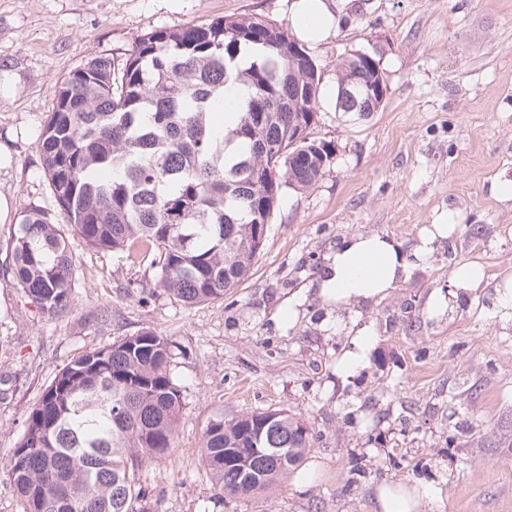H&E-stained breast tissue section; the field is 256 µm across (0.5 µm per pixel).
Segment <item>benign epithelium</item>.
<instances>
[{"mask_svg": "<svg viewBox=\"0 0 512 512\" xmlns=\"http://www.w3.org/2000/svg\"><path fill=\"white\" fill-rule=\"evenodd\" d=\"M380 67L370 53H356L354 69L340 85L342 111L354 113L360 119L378 111L387 96V85L378 79Z\"/></svg>", "mask_w": 512, "mask_h": 512, "instance_id": "obj_1", "label": "benign epithelium"}]
</instances>
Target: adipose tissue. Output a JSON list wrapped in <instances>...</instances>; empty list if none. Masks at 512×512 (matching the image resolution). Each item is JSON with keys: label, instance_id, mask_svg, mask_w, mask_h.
<instances>
[{"label": "adipose tissue", "instance_id": "obj_1", "mask_svg": "<svg viewBox=\"0 0 512 512\" xmlns=\"http://www.w3.org/2000/svg\"><path fill=\"white\" fill-rule=\"evenodd\" d=\"M338 0H292L290 23L300 40L317 44L335 35ZM453 224L426 229L411 252L383 234L358 235L343 240L332 251L320 280L319 295L328 304H349L386 292L404 278L412 265L425 262L436 239L446 238Z\"/></svg>", "mask_w": 512, "mask_h": 512}]
</instances>
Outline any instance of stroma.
<instances>
[{
	"label": "stroma",
	"mask_w": 512,
	"mask_h": 512,
	"mask_svg": "<svg viewBox=\"0 0 512 512\" xmlns=\"http://www.w3.org/2000/svg\"><path fill=\"white\" fill-rule=\"evenodd\" d=\"M292 0H0V512H23L5 466L23 421L55 374L83 352L151 329L173 341L184 408L174 450L146 462L153 512H379L384 485H422L419 512H512V317L497 284L512 277V0H343L336 36L309 46L322 76L315 135L335 153L319 181L288 192L249 278L196 305L156 288L149 265L76 237L69 311L39 312L11 271L23 210L53 208L38 137L71 71L122 62L139 35L222 16L289 27ZM369 52L386 100L364 120L337 112L342 60ZM455 217L426 263L382 297L330 305L316 278L344 239L380 233L404 248ZM486 282L438 314L455 268ZM299 298L293 323L277 318ZM369 328L366 363L341 379L336 359ZM285 410L308 423L297 470L265 491L216 499L200 445L216 415Z\"/></svg>",
	"instance_id": "stroma-1"
}]
</instances>
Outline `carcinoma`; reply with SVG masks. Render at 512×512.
Returning a JSON list of instances; mask_svg holds the SVG:
<instances>
[{
  "mask_svg": "<svg viewBox=\"0 0 512 512\" xmlns=\"http://www.w3.org/2000/svg\"><path fill=\"white\" fill-rule=\"evenodd\" d=\"M281 26L253 17L137 36L122 63L95 57L65 77L39 136L58 212L95 250L150 262L156 286L185 305L224 297L248 278L280 198L323 175L331 143L312 131L321 74L288 81ZM244 86L236 124L209 116ZM309 104L304 113L288 101ZM12 273L49 316L71 304L74 265L46 209L22 211ZM168 339L145 330L85 352L60 370L27 415L7 466L24 512H151L138 471L173 450L183 407ZM312 437L282 411L209 421L201 456L218 494L267 489ZM264 448L259 454L254 447Z\"/></svg>",
  "mask_w": 512,
  "mask_h": 512,
  "instance_id": "cac0c4a2",
  "label": "carcinoma"
}]
</instances>
